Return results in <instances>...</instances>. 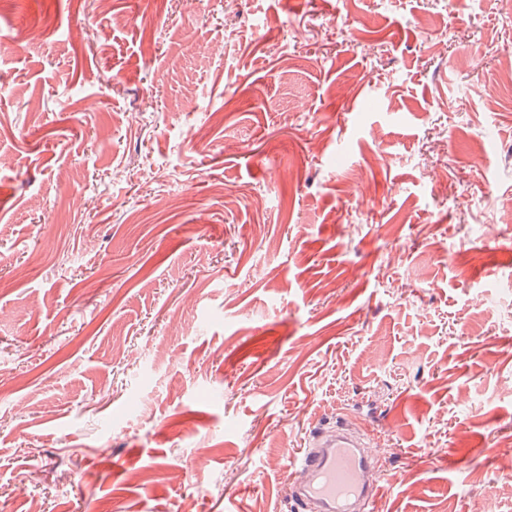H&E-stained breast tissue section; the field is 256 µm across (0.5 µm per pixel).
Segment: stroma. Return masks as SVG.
Instances as JSON below:
<instances>
[{
  "mask_svg": "<svg viewBox=\"0 0 512 512\" xmlns=\"http://www.w3.org/2000/svg\"><path fill=\"white\" fill-rule=\"evenodd\" d=\"M512 0H0V504L512 512ZM457 482L449 459L461 444ZM349 430L317 433L303 452L290 457V475L302 478L294 501L298 509L315 512H361L378 489L366 483L371 458Z\"/></svg>",
  "mask_w": 512,
  "mask_h": 512,
  "instance_id": "35a3bbf8",
  "label": "stroma"
}]
</instances>
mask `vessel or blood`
<instances>
[{
    "instance_id": "b4317fda",
    "label": "vessel or blood",
    "mask_w": 512,
    "mask_h": 512,
    "mask_svg": "<svg viewBox=\"0 0 512 512\" xmlns=\"http://www.w3.org/2000/svg\"><path fill=\"white\" fill-rule=\"evenodd\" d=\"M370 465L364 444L349 430L314 435L288 464L301 478L294 498L299 512H361L375 494L366 483Z\"/></svg>"
}]
</instances>
